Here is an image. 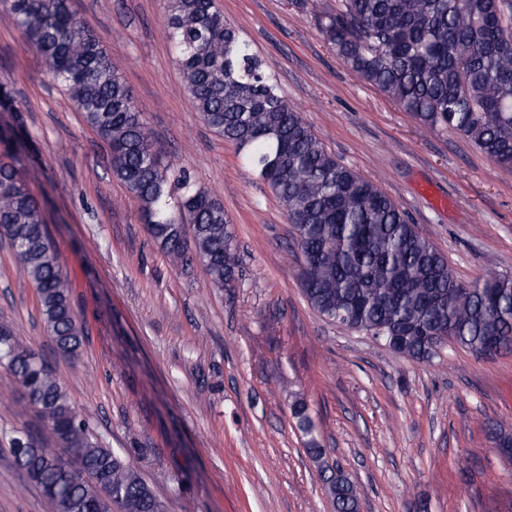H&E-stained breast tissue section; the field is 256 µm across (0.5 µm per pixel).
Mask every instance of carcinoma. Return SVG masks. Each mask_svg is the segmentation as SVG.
<instances>
[{"label":"carcinoma","instance_id":"carcinoma-1","mask_svg":"<svg viewBox=\"0 0 512 512\" xmlns=\"http://www.w3.org/2000/svg\"><path fill=\"white\" fill-rule=\"evenodd\" d=\"M9 14L108 146L112 175L139 203L160 248L183 267L203 263L215 287H235L241 258L224 204L197 187L189 169L164 161L131 87L72 0H9ZM166 26L195 110L244 153L285 210L310 308L411 359L437 356L440 340L484 357L512 352V279L459 283L394 201L325 148L216 0H168ZM325 32L348 69L422 126L453 130L512 171V11H503L502 0H338ZM76 42L84 53L72 57ZM26 152L22 142L0 153V235L37 288L58 352L74 357L85 329L43 206L20 175ZM0 363L66 450L46 448L28 432L11 439L15 466L50 512H165L134 463L141 449L104 446L55 372L2 321ZM293 417L334 512H359L357 486L324 462L307 405L294 404ZM490 435L512 457V436L497 428Z\"/></svg>","mask_w":512,"mask_h":512}]
</instances>
